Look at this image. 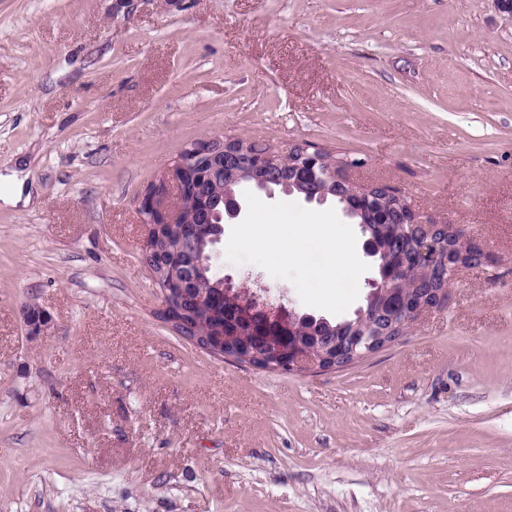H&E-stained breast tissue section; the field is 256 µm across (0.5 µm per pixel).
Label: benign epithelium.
<instances>
[{
  "instance_id": "7a95c632",
  "label": "benign epithelium",
  "mask_w": 512,
  "mask_h": 512,
  "mask_svg": "<svg viewBox=\"0 0 512 512\" xmlns=\"http://www.w3.org/2000/svg\"><path fill=\"white\" fill-rule=\"evenodd\" d=\"M236 139L214 137L187 145L177 158L148 184L138 197L137 211L145 228L144 258L152 277H157V266H162L169 278V287L161 289V317L178 327H188L185 306L210 308L218 326L211 335L192 336L187 341L214 356L231 358L259 370L269 368L281 372L326 371L346 367L336 361L340 349L349 350L351 363H356L399 340L390 335L393 322L372 334L367 333L368 314L384 315L396 309L405 313L404 324L414 325L421 316L444 304L446 290L436 293V298L402 300L397 304L393 296L407 279L384 277L371 283L366 307L356 312L352 330H362L356 336H326L312 334L304 328L306 315L282 305L272 306L261 300L243 283L237 284L230 276L222 279L221 302L211 303L207 295L194 290L196 272L181 265L176 259L166 262L156 252L153 243L170 232H177L184 243L193 244L204 237L215 224L237 218L242 211L240 200L233 194L224 197V211L205 209L195 222L184 218L187 193H206L204 181H218L226 175L235 181L245 180L259 188L269 189L281 181L283 168L291 164L292 152L301 153L306 165L313 169L323 162V151L307 144L294 143L286 150L270 149L246 158V151L235 146ZM411 227L414 232V249L411 262L422 273L444 268L447 283L456 280L459 272L473 268L464 256H455L451 250L441 249L437 231L443 227L461 239L464 230L445 220L424 216L413 211ZM24 319L32 336H38L47 327V315L36 305H28Z\"/></svg>"
}]
</instances>
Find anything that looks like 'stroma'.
<instances>
[{
    "label": "stroma",
    "instance_id": "stroma-1",
    "mask_svg": "<svg viewBox=\"0 0 512 512\" xmlns=\"http://www.w3.org/2000/svg\"><path fill=\"white\" fill-rule=\"evenodd\" d=\"M220 136L353 160L492 261L348 367L214 357L159 315L136 198ZM225 250L218 274L307 312ZM0 512H512V24L493 0H0Z\"/></svg>",
    "mask_w": 512,
    "mask_h": 512
}]
</instances>
